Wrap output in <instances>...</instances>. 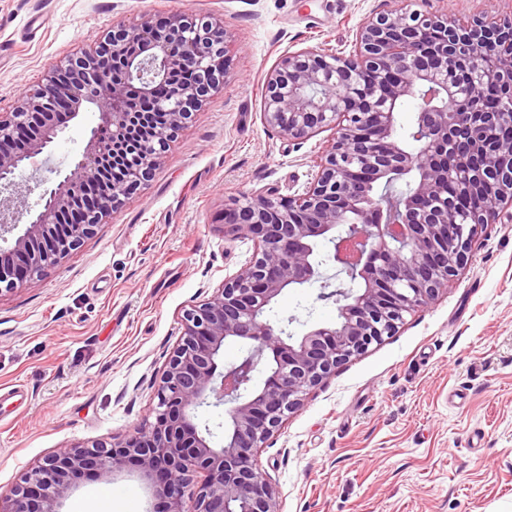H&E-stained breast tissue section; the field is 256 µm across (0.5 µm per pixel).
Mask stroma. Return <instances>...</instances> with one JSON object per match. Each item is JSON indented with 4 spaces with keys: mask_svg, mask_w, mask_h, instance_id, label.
<instances>
[{
    "mask_svg": "<svg viewBox=\"0 0 512 512\" xmlns=\"http://www.w3.org/2000/svg\"><path fill=\"white\" fill-rule=\"evenodd\" d=\"M397 0H0V108L116 25L179 12L223 17L224 89L196 112L149 185L42 279L0 294V493L59 448L149 427L182 313L252 257L224 232L241 194L302 193L332 137L298 143L262 120L266 72L286 53H348ZM421 12L512 18V0H413ZM99 122L81 111L20 181L51 189ZM318 285L273 305L291 330L335 321ZM463 399H453L455 391ZM258 463L281 512H512V223L484 225L438 299L312 389ZM138 474L83 475L63 512H149Z\"/></svg>",
    "mask_w": 512,
    "mask_h": 512,
    "instance_id": "1",
    "label": "stroma"
}]
</instances>
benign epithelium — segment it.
Instances as JSON below:
<instances>
[{
	"label": "benign epithelium",
	"instance_id": "obj_1",
	"mask_svg": "<svg viewBox=\"0 0 512 512\" xmlns=\"http://www.w3.org/2000/svg\"><path fill=\"white\" fill-rule=\"evenodd\" d=\"M430 30L438 36L427 42ZM229 38L224 20L186 13L117 27L94 48L54 65L13 110L0 112V240L27 217L13 243L0 246V293L43 276L151 181L177 132L224 87ZM500 46H512V20L460 22L405 5L366 19L347 54L315 47L284 55L264 78V123L290 140L335 130L304 191L287 198L267 188L224 208V227L251 237L254 256L183 311L180 340L154 392L150 429L124 443L56 449L0 494V512H60L73 470L108 477L130 461L166 501V512H238L240 504L243 512H280L258 449L311 388L447 290L481 225L512 222V137L498 134L512 126V53H484ZM469 80L502 88L503 106L448 108L466 105ZM133 95L168 120L135 146L129 178L105 186L106 147L150 116L129 110ZM406 99L416 101L414 128L425 134L415 151L396 137L397 108ZM90 105L100 122L85 151L32 211L17 181L24 162L56 136V113L74 118ZM453 171L463 173L465 185L457 200L446 191ZM410 173L397 235L373 190ZM355 224L362 229L353 237ZM320 239L361 288L321 293L336 298V321L296 338L266 313L287 288L318 280L331 287L316 260ZM229 338L251 345L226 365L221 351ZM261 370L265 378L257 384ZM212 396L228 406L219 447L210 427L195 421Z\"/></svg>",
	"mask_w": 512,
	"mask_h": 512
}]
</instances>
